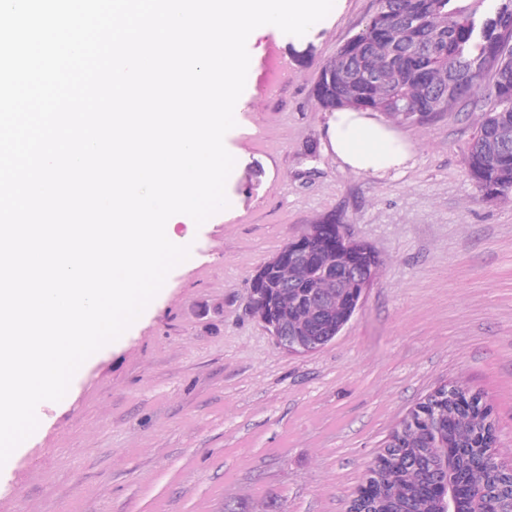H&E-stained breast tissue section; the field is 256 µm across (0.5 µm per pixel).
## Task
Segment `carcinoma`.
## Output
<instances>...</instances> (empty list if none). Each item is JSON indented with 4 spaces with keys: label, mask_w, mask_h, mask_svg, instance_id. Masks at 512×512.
I'll return each instance as SVG.
<instances>
[{
    "label": "carcinoma",
    "mask_w": 512,
    "mask_h": 512,
    "mask_svg": "<svg viewBox=\"0 0 512 512\" xmlns=\"http://www.w3.org/2000/svg\"><path fill=\"white\" fill-rule=\"evenodd\" d=\"M493 74L488 92L473 94L487 73ZM453 88V103L466 99L481 104L483 118L465 156L467 172L487 199L512 194V0H388L364 27L321 67L315 97L328 111L381 112L391 118L424 125L436 117L435 97ZM336 224L328 220L302 233L311 246L314 264L334 268L360 265L374 276L377 258L367 263L362 254L336 245ZM275 287L263 304L272 314L298 328L313 326L320 312L299 301L308 285L336 301L326 322L340 325L355 304L353 285L328 279L313 280L310 271L284 260L273 275ZM463 404L450 402L444 414L451 433H421L412 424L404 431L406 454L412 462L387 461L383 494L374 512H436L437 499L422 492L423 478L433 468L430 452L446 448L455 471L463 476L480 470L485 488L507 485L512 476L499 470L493 451L474 460L473 448L488 447L483 434L486 414L482 403L468 400L464 380L454 382Z\"/></svg>",
    "instance_id": "cac0c4a2"
}]
</instances>
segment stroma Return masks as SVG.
I'll return each instance as SVG.
<instances>
[{
  "instance_id": "obj_1",
  "label": "stroma",
  "mask_w": 512,
  "mask_h": 512,
  "mask_svg": "<svg viewBox=\"0 0 512 512\" xmlns=\"http://www.w3.org/2000/svg\"><path fill=\"white\" fill-rule=\"evenodd\" d=\"M376 7L339 0L301 37L258 31L224 138L229 207L172 217L188 259L65 400L38 405L0 467V512H349L391 430L459 377L512 465V197L483 198L466 173L480 110L394 122L412 152L398 172L356 173L327 149L320 67ZM320 220L380 266L336 339L294 355L249 314V288Z\"/></svg>"
}]
</instances>
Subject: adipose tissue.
<instances>
[{
    "instance_id": "ef3b65f1",
    "label": "adipose tissue",
    "mask_w": 512,
    "mask_h": 512,
    "mask_svg": "<svg viewBox=\"0 0 512 512\" xmlns=\"http://www.w3.org/2000/svg\"><path fill=\"white\" fill-rule=\"evenodd\" d=\"M327 134L332 153L354 172L397 171L410 159L408 142L369 111L335 112Z\"/></svg>"
}]
</instances>
